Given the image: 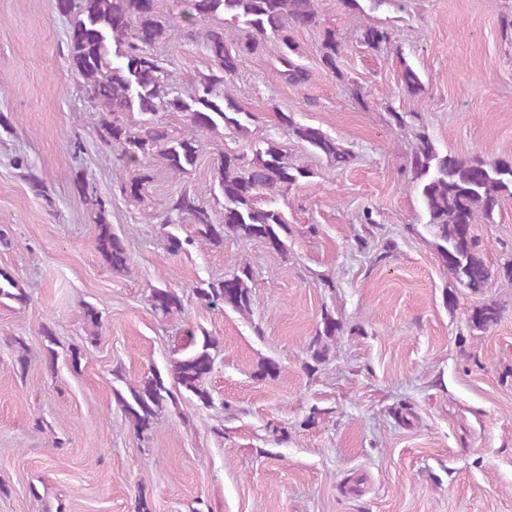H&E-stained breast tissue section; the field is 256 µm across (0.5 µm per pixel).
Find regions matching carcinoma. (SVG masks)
<instances>
[{"instance_id": "carcinoma-1", "label": "carcinoma", "mask_w": 512, "mask_h": 512, "mask_svg": "<svg viewBox=\"0 0 512 512\" xmlns=\"http://www.w3.org/2000/svg\"><path fill=\"white\" fill-rule=\"evenodd\" d=\"M180 36L192 40L196 25L224 16L225 22L247 28L245 37L228 40L224 28L206 31L203 48L209 58L207 71L199 74L193 93L184 99L177 91L172 70L154 54L153 47L169 39L173 29L157 10V0H54L56 10L70 19L67 52L70 68L80 78L88 103L100 114L98 135L102 142L120 150V158L135 174L120 185L121 193L139 206L146 202L145 187L150 166L158 162L172 175L184 177L196 167L202 149L201 137L221 128L249 132L257 116L241 108L229 84L242 60L263 50L267 39L280 41L281 77L291 85L308 81L307 69L296 62L298 48L288 35L290 28L317 24V0H186ZM398 0H342L351 11L363 14L393 6ZM363 43L378 50L391 44L392 34L382 26L361 28ZM342 44L336 33L326 31L320 46L322 65L336 74ZM402 82L411 95L423 92L418 73L405 66ZM140 114L136 123L127 115ZM161 112H184L198 135L181 137L160 129ZM277 119L298 142L338 166L350 162V153L321 128L302 124L286 113ZM409 166L421 196L427 224L437 240L436 248L455 282L471 290L483 288L492 272L485 264L472 235V225L492 224L505 196H512V157H459L439 153L425 134L416 137ZM312 177L308 168L295 164L278 142L267 139L252 150V158L225 152L213 163V180L224 200V221L216 224L201 192L185 187L167 202L164 224L182 218L195 227V234L212 246H224V237L247 243L262 240L283 253L291 232L282 209L274 198L283 196L301 180ZM97 226V247L112 270L126 272L129 257L123 239L112 233L107 201L97 188L80 185ZM195 295L212 309L229 308L241 315L251 313L253 275L243 264L228 278L212 279L195 287ZM24 304L28 292L10 274L0 271V300ZM148 302L163 318L183 310L178 293L170 288H153ZM501 318L494 303L476 307L468 316L470 327L484 331ZM340 324L324 312L317 336L307 346L308 368L324 363ZM216 339L202 328L186 331L172 352L166 373L152 368L136 382L127 381L120 366L112 380L126 385L127 392L114 390L115 401L137 435L149 432L178 396H187L203 407L214 405L206 379L214 365Z\"/></svg>"}]
</instances>
